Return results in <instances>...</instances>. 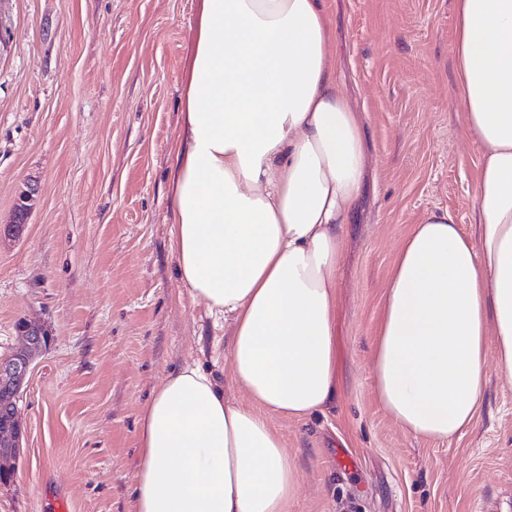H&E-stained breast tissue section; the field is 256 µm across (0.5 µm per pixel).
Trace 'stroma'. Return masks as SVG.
Masks as SVG:
<instances>
[{
    "mask_svg": "<svg viewBox=\"0 0 512 512\" xmlns=\"http://www.w3.org/2000/svg\"><path fill=\"white\" fill-rule=\"evenodd\" d=\"M197 0H0V356L26 318L48 350L18 403L24 456L0 512H131L137 413L173 369L221 361L179 281L167 172ZM336 78L364 120L365 186L336 288V397L282 420L301 471L292 512H490L512 497V379L488 364L475 424L445 443L403 431L372 386L383 288L413 224L473 232L481 161L454 106L455 0H327ZM37 189L18 236L25 185Z\"/></svg>",
    "mask_w": 512,
    "mask_h": 512,
    "instance_id": "1",
    "label": "stroma"
}]
</instances>
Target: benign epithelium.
Here are the masks:
<instances>
[{
	"label": "benign epithelium",
	"instance_id": "7a95c632",
	"mask_svg": "<svg viewBox=\"0 0 512 512\" xmlns=\"http://www.w3.org/2000/svg\"><path fill=\"white\" fill-rule=\"evenodd\" d=\"M35 189L26 186L18 197L17 220L12 225L19 232L25 223ZM22 343L12 353L0 358V403L7 410V417L0 422V460H17L26 451V432L17 402L34 369L35 356L46 350L51 343V332L42 325L23 320L17 324Z\"/></svg>",
	"mask_w": 512,
	"mask_h": 512
}]
</instances>
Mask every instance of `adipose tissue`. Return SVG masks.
<instances>
[{"label": "adipose tissue", "mask_w": 512, "mask_h": 512, "mask_svg": "<svg viewBox=\"0 0 512 512\" xmlns=\"http://www.w3.org/2000/svg\"><path fill=\"white\" fill-rule=\"evenodd\" d=\"M455 106L479 147L475 231L406 234L382 294L373 388L411 435L478 418L486 353L512 378V0H456ZM168 182L170 251L230 327L224 396L182 365L137 415L132 512H291L300 472L276 422L336 390V283L363 189V122L337 84L326 0H198Z\"/></svg>", "instance_id": "adipose-tissue-1"}]
</instances>
